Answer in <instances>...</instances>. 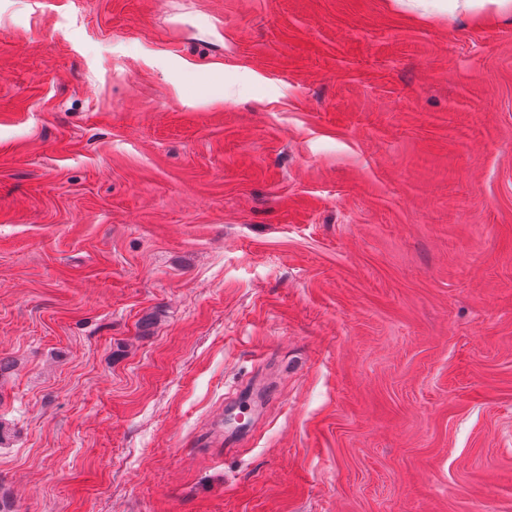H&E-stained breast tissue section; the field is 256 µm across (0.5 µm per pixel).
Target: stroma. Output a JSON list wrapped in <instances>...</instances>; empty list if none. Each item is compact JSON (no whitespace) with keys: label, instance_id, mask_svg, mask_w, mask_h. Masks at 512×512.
Masks as SVG:
<instances>
[{"label":"stroma","instance_id":"35a3bbf8","mask_svg":"<svg viewBox=\"0 0 512 512\" xmlns=\"http://www.w3.org/2000/svg\"><path fill=\"white\" fill-rule=\"evenodd\" d=\"M5 512H512V23L0 0Z\"/></svg>","mask_w":512,"mask_h":512}]
</instances>
